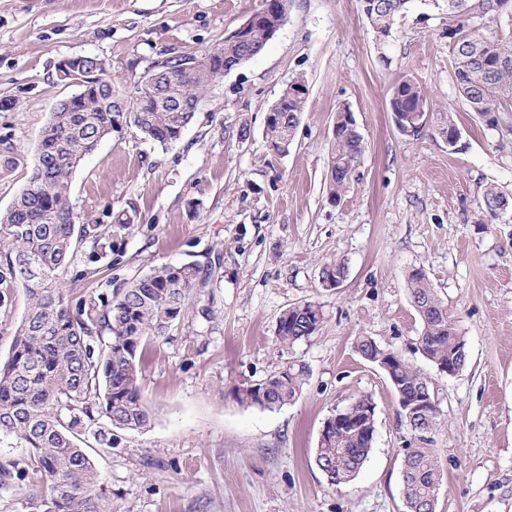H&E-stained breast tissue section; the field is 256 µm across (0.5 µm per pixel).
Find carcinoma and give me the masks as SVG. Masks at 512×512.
<instances>
[{
    "mask_svg": "<svg viewBox=\"0 0 512 512\" xmlns=\"http://www.w3.org/2000/svg\"><path fill=\"white\" fill-rule=\"evenodd\" d=\"M374 30H391L395 19L406 13L414 0H360ZM460 17L448 25L449 52L456 86L470 109L499 124L497 115L512 114V31L490 38L487 21L497 16L498 0H455ZM280 17L269 14L245 32L246 41L224 39V56H212L195 78L171 84L159 76L138 90L130 112H113L105 94L81 90L51 113L39 141L36 163L26 187L10 207L0 212V287L16 284L29 298L16 328L10 352L0 362V445L21 448L18 457L0 461V483L41 477L49 482L52 496L43 512H112L101 489L99 473L86 451L88 439L103 449L115 447L112 429L139 430L151 421L139 386V362L143 347L162 335L184 312L185 301L206 284L198 265L164 264L125 283L108 296L99 288L75 298L61 287L60 277L75 261L78 246L89 244L74 280L94 283L101 269L120 264L112 257V236L130 228L123 219L114 224H79L71 200V178L97 142L112 136L118 120L142 137L166 145L177 141L191 124L199 101L211 82L224 74V64H243L246 56L260 54L272 39ZM88 66L113 86L112 64L93 56ZM161 99H177L185 112H162ZM305 97L290 95L278 118L267 124L269 145L285 153L293 140ZM396 129L405 135L420 133L429 119L425 90L403 76L391 99ZM346 109L336 111V134L331 147L329 196L342 197L364 151L354 123L345 121ZM506 195L496 186L484 190L481 209L492 220L497 204ZM345 276L344 264L329 263L322 269L323 285L334 288ZM412 304L422 330L418 347L433 365L448 361L465 366L467 341L448 304L439 296L422 270L407 278ZM322 322V310L304 302L283 311L277 339L285 345L306 340ZM110 336L106 348H95L96 339ZM366 361L396 353L369 336L356 341ZM305 368L290 365L264 381L240 387L237 400L265 410L282 408L301 392ZM402 395L414 398L431 393L430 382L418 368L405 361L395 372ZM369 396L355 399L342 410L357 429L339 434L315 448L317 460L334 463L328 484L339 486L355 480L373 449L375 418L368 414ZM419 446L405 449L401 463L406 512H425L437 499L442 470L431 447L439 427V409L428 420H403Z\"/></svg>",
    "mask_w": 512,
    "mask_h": 512,
    "instance_id": "cac0c4a2",
    "label": "carcinoma"
}]
</instances>
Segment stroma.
<instances>
[{"mask_svg": "<svg viewBox=\"0 0 512 512\" xmlns=\"http://www.w3.org/2000/svg\"><path fill=\"white\" fill-rule=\"evenodd\" d=\"M262 3L0 0V100L12 102L0 110V138L16 158L0 174V211L26 186L50 113L72 93L57 77L60 59L111 62L128 106L144 72L222 45ZM404 75L425 89L430 110L454 112L460 149L430 128L396 130L390 99ZM298 78L305 112L278 154L266 115ZM342 107L364 151L334 202L326 183ZM490 185L512 194V130L489 126L459 96L446 0H415L382 45L360 0H288L264 51L210 84L178 141L164 147L113 130L71 180L80 223L121 215L132 224L113 237V287L187 262L207 284L144 347L150 426L117 431L116 447L94 457L112 512H403L400 464L414 438L384 373L357 353L361 336L399 351L430 381L441 422L436 512H512V211L484 219ZM333 261L346 275L327 288L321 269ZM417 268L467 340L455 376L415 349L421 320L406 278ZM306 301L322 308L318 330L279 344L282 311ZM27 304L20 286L0 301L1 361ZM292 363L307 369L293 403L270 412L237 401L238 387ZM361 396L376 406L374 448L353 482L333 487L315 464L319 432ZM48 495L42 481L0 485V512H42Z\"/></svg>", "mask_w": 512, "mask_h": 512, "instance_id": "1", "label": "stroma"}]
</instances>
